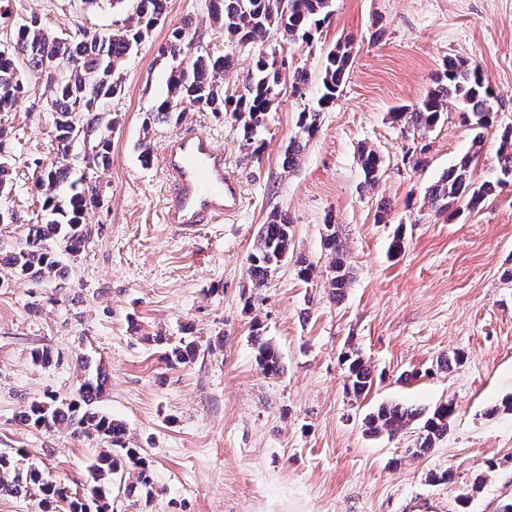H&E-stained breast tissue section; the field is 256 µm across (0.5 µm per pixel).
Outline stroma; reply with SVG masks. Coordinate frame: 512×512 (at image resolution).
<instances>
[{"instance_id":"obj_1","label":"stroma","mask_w":512,"mask_h":512,"mask_svg":"<svg viewBox=\"0 0 512 512\" xmlns=\"http://www.w3.org/2000/svg\"><path fill=\"white\" fill-rule=\"evenodd\" d=\"M207 5L168 0L164 23L126 62L122 92L105 104L116 126L110 161L93 173L100 204L86 215L90 242L68 258L67 276L32 282L0 269V455L23 452L48 480L83 487L101 441L27 426L18 414L47 392L75 395L85 356L109 376L99 408L125 423L131 447L152 464V501L119 494L114 512H501L512 501V411L502 407L512 397V282L502 277L512 267V184L476 209L437 213L426 191L466 154L475 131L458 106L424 135L393 114L427 94L446 60L478 64L496 119L482 131L477 177H492L501 134L512 127V0H333L311 39H269L267 50L309 81L269 113L258 160L231 114L190 109L176 124L149 120L170 67L158 49L184 21L198 32L199 52L229 57L218 75L225 89L246 83L254 51L225 40ZM30 14L64 36L81 24L131 22L84 10L81 0H0V34ZM345 39L349 77L336 101L318 108L326 55ZM23 76L30 92L0 115L14 133L0 148L33 164L13 171L9 207L19 221L0 224V251L40 222L33 182L57 157L44 82L28 69ZM314 108L318 131L286 168L298 116ZM186 127L223 148L242 194L237 214L188 231L162 220L171 188L159 165L166 139ZM363 144L383 159L372 188L358 163ZM416 147L425 166L407 156ZM382 204L389 221L378 224ZM276 213L287 214L293 244L257 291L249 255L259 225ZM329 218L352 272L336 297L323 247ZM397 231L405 247L392 257ZM301 256L317 266L311 281L298 275ZM256 321L281 355L279 375H263L255 361ZM158 333L194 339L195 360L169 367L151 340ZM37 348L50 350L51 366L33 364ZM352 349L374 375L358 400L343 391L342 355ZM445 400L455 414L426 455L408 453L417 426L394 439L362 430L379 405L430 410ZM443 470L452 483L430 481Z\"/></svg>"}]
</instances>
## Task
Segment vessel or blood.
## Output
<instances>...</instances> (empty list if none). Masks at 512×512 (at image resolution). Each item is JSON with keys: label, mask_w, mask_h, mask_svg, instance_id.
<instances>
[{"label": "vessel or blood", "mask_w": 512, "mask_h": 512, "mask_svg": "<svg viewBox=\"0 0 512 512\" xmlns=\"http://www.w3.org/2000/svg\"><path fill=\"white\" fill-rule=\"evenodd\" d=\"M162 166L175 186L167 223L187 228L235 211L237 186L224 172L223 149L208 136L185 131L170 138Z\"/></svg>", "instance_id": "b4317fda"}]
</instances>
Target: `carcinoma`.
Here are the masks:
<instances>
[{
  "label": "carcinoma",
  "instance_id": "cac0c4a2",
  "mask_svg": "<svg viewBox=\"0 0 512 512\" xmlns=\"http://www.w3.org/2000/svg\"><path fill=\"white\" fill-rule=\"evenodd\" d=\"M112 8L132 15L133 23L117 31L100 33L82 28L75 37L61 38L37 15L22 18L9 35L7 46L0 49V112H12L27 93L18 67V59L46 81L51 92L49 111L54 116L53 141L61 155L59 165L39 171L35 189L41 202L43 223L29 227L20 245L0 254V266L16 276L39 281L51 274L63 276L64 264L47 246L52 240L63 245L64 251L75 256L89 237L84 224L88 208L100 202L87 170L109 163L114 122L101 111L102 105L117 96L122 88L121 70L127 59L138 53L151 29L164 20L167 7L162 0H107ZM209 17L215 29L225 38L255 48L253 67L243 89L228 92L211 74L228 68V58L208 53L190 56L187 46L193 34L185 24L171 30L160 56L171 60L167 79V97L151 112L153 121L170 124L180 120L185 107L201 111L229 112L240 125L242 143L258 156L262 144L256 143L266 116L283 89L294 95L302 94L307 74L295 72L286 77L285 61H277L263 51L271 34H280L289 43L312 35L331 14L332 0H209ZM185 69H179L182 60ZM353 62L352 45L338 43L326 56L321 74L320 104L334 102L341 92L346 74ZM434 87L418 103L396 117L405 119L414 130L427 133L435 128L446 108L462 104L473 118V126L483 129L493 124L490 106L493 96L480 67L466 60L446 61L433 80ZM319 111L300 113L298 128L301 139H292L285 149V164L295 165L302 139L318 132ZM481 135L475 134L471 150L429 188L428 203L439 213H457L461 205L476 208L499 189L512 183V127L504 129L497 155L499 172L494 179L477 181L475 165L481 152ZM83 153L85 169L71 165L72 152ZM15 158L0 153V199L12 195L11 172ZM364 182L370 186L379 181L383 160L379 153L364 147L359 154ZM292 245L291 224L281 213L258 228L254 248L249 255L255 287L261 288L288 257ZM325 249L333 255L332 276L328 287L340 295L349 286V270L343 259L344 245L332 231L324 237ZM252 339L256 360L261 371L270 376L280 373L282 364L278 351L260 333V323L252 324ZM196 345L181 340L166 346L164 358L171 366L185 365L194 360ZM346 394L359 398L373 385V374L355 351L344 355ZM85 377L77 395L60 400L52 394L33 401L20 415V421L35 428L66 427L77 436L96 435L109 443L88 466V484L82 492L70 491L63 483L46 479L41 469H21L15 460L0 456V492L14 496L33 490L40 496L41 512H112L113 488L127 498L150 502L154 497L151 464L145 450L132 448L126 441L125 424L97 407L108 376L100 367L84 365ZM455 413L452 401L441 402L432 411L382 404L362 418L363 432L371 437H396L415 423H421L411 448L422 455L448 434Z\"/></svg>",
  "mask_w": 512,
  "mask_h": 512
}]
</instances>
